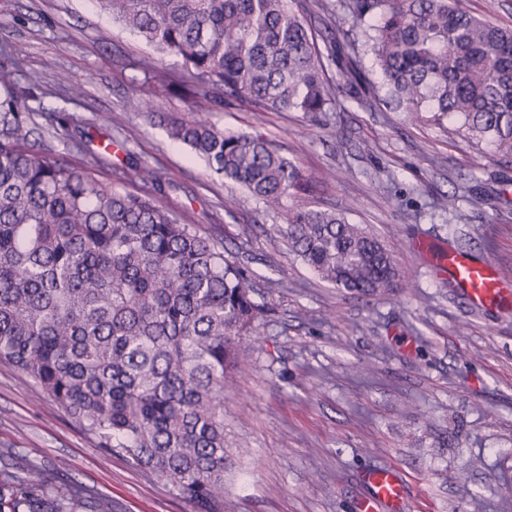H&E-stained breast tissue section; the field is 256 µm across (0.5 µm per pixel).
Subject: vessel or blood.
Wrapping results in <instances>:
<instances>
[{"label": "vessel or blood", "instance_id": "obj_1", "mask_svg": "<svg viewBox=\"0 0 512 512\" xmlns=\"http://www.w3.org/2000/svg\"><path fill=\"white\" fill-rule=\"evenodd\" d=\"M437 265L452 270L456 283L474 308L497 304L512 307V280L501 277L489 264H477L463 255L437 257ZM368 496L358 505V512H400L404 503L401 477L390 469H378L366 476Z\"/></svg>", "mask_w": 512, "mask_h": 512}]
</instances>
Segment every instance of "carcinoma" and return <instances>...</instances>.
Listing matches in <instances>:
<instances>
[{"label": "carcinoma", "instance_id": "1", "mask_svg": "<svg viewBox=\"0 0 512 512\" xmlns=\"http://www.w3.org/2000/svg\"><path fill=\"white\" fill-rule=\"evenodd\" d=\"M113 22L179 59L196 115L170 137L266 207L276 233L320 279L377 296L408 278L377 236L334 211L299 204L309 179L263 135L221 129L217 101L316 116L336 108L334 64L367 112L393 103L512 154V28L452 0H340L351 30L322 48L302 0H98ZM361 32L362 40L350 38ZM0 362L15 367L107 454L171 485L195 512H224V392L248 368L259 335L254 280L224 246L182 224L157 198L100 182L108 146L79 150L78 169L50 155L17 72L22 51L0 41ZM371 54L379 83L368 79ZM386 96H379V88ZM161 191L160 178L126 161ZM0 512H112L77 483L55 488L40 466L0 448Z\"/></svg>", "mask_w": 512, "mask_h": 512}]
</instances>
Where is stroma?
Masks as SVG:
<instances>
[{"label":"stroma","mask_w":512,"mask_h":512,"mask_svg":"<svg viewBox=\"0 0 512 512\" xmlns=\"http://www.w3.org/2000/svg\"><path fill=\"white\" fill-rule=\"evenodd\" d=\"M24 49L21 84L52 156L83 165L75 139H111L99 180L124 192L127 155L160 177V203L221 240L256 273L269 311L248 369L224 394V512H357L365 474L389 467L404 512H512V314L475 310L429 255L448 250L512 270V155L457 125L367 112L337 83L333 112L313 118L237 100L220 128L260 131L310 180L305 201L346 214L392 250L408 287L380 297L315 277L272 230L282 223L239 184L212 173L141 104L188 115L177 60L112 22L94 0H0V29ZM153 59L144 74L139 60ZM81 84L73 93L62 74ZM477 185L481 205L443 198ZM0 448L36 461L59 487L77 482L112 512H194L175 490L91 437L13 367L0 364Z\"/></svg>","instance_id":"1"}]
</instances>
